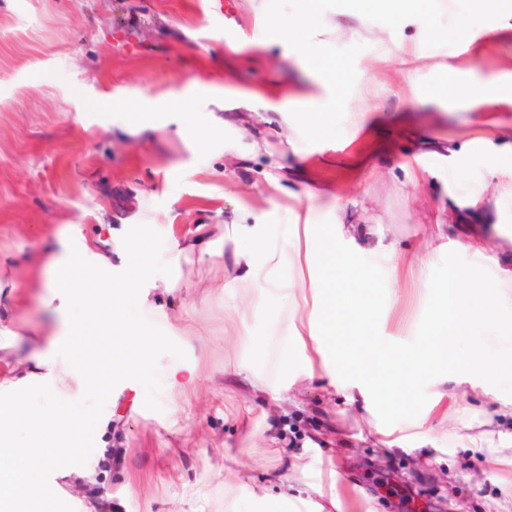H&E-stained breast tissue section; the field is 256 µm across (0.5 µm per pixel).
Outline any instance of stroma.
Returning <instances> with one entry per match:
<instances>
[{
  "label": "stroma",
  "instance_id": "1",
  "mask_svg": "<svg viewBox=\"0 0 512 512\" xmlns=\"http://www.w3.org/2000/svg\"><path fill=\"white\" fill-rule=\"evenodd\" d=\"M265 3L274 27L259 31L246 0H0V381L55 344L63 298L46 281L62 242L107 255L117 273L122 237L142 223L161 233L173 273L143 286L140 309L197 372L186 401L160 393L158 412L140 383L120 382L96 427L98 452L53 472L50 486L74 512H232L254 492L314 499L328 489L337 512H408L423 500L445 512L512 507V445L499 441L512 421L467 374L468 340L446 397L426 374L408 398L359 409L336 392L358 381L353 369L334 361L308 373L314 346L295 336L305 265L291 253L266 266L283 295L247 301L232 261L252 243L225 231L257 225L281 248L295 221L313 217L307 244L330 251L336 299L368 275L369 340L398 356L421 349L433 289L512 268V106L491 94L476 111L455 96L487 72L512 78V0L432 11L440 33L418 41L414 91L396 63L378 62L381 42L413 39L399 17L315 0L316 17L360 13L368 32L300 60L278 40L292 17L280 0ZM245 91L263 98L220 110ZM481 185L505 197L487 222L466 204ZM339 207L371 227L368 251L336 224ZM425 246L422 275L410 261ZM297 455L308 470L271 481ZM381 456L401 481L366 470Z\"/></svg>",
  "mask_w": 512,
  "mask_h": 512
}]
</instances>
